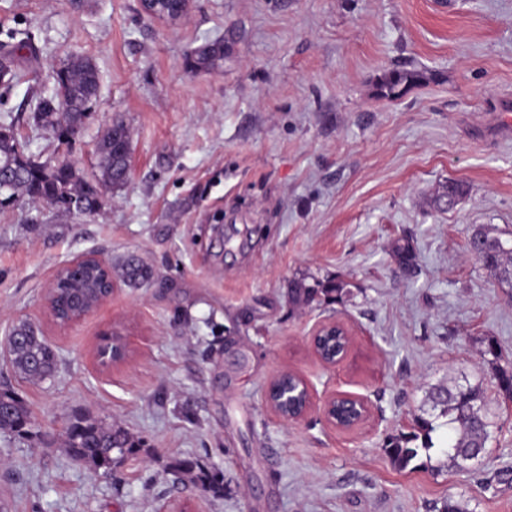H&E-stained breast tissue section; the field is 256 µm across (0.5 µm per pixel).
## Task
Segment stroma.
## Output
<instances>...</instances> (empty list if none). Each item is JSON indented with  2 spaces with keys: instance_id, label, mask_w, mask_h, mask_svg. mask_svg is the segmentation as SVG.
<instances>
[{
  "instance_id": "stroma-1",
  "label": "stroma",
  "mask_w": 512,
  "mask_h": 512,
  "mask_svg": "<svg viewBox=\"0 0 512 512\" xmlns=\"http://www.w3.org/2000/svg\"><path fill=\"white\" fill-rule=\"evenodd\" d=\"M228 43L220 65L190 67L200 46ZM0 125L25 153L96 173L114 121L131 133L125 181L91 215L20 200L0 207V345L26 320L59 353L55 376L20 379L0 355V385L29 406L37 439L0 432L6 512H512V400L483 358L495 342L512 363V288L466 245L474 229L512 237V0H192L171 27L139 0H0ZM92 57L100 92L68 140L40 127L55 72ZM419 81L381 96L385 72ZM468 192L452 210L448 181ZM223 222V235L213 226ZM409 238L413 272L393 252ZM136 255L154 270L118 284L79 323L48 318L45 292L86 253ZM341 279L336 302L297 305L296 278ZM353 337L323 367L310 339L323 322ZM121 327L128 362L103 370L100 333ZM290 370L316 399L367 398L357 429L320 408L292 425L264 398ZM482 383L494 429L484 458L450 468L456 431L434 418L428 466L401 470L384 452L411 431L433 387ZM90 412L145 443L112 473L61 445L70 415ZM191 459L223 475L215 496L170 468Z\"/></svg>"
}]
</instances>
